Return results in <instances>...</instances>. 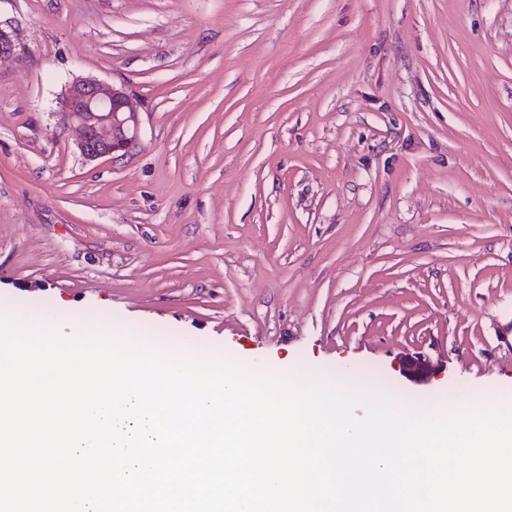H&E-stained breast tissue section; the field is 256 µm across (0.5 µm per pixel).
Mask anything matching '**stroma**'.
<instances>
[{"label":"stroma","instance_id":"1","mask_svg":"<svg viewBox=\"0 0 512 512\" xmlns=\"http://www.w3.org/2000/svg\"><path fill=\"white\" fill-rule=\"evenodd\" d=\"M0 308L512 405V0H0ZM125 84L139 148L56 112ZM64 124L76 129L86 161L122 160L139 147V115L126 88L96 77L69 83L57 101Z\"/></svg>","mask_w":512,"mask_h":512}]
</instances>
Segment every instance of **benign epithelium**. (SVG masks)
Segmentation results:
<instances>
[{
    "mask_svg": "<svg viewBox=\"0 0 512 512\" xmlns=\"http://www.w3.org/2000/svg\"><path fill=\"white\" fill-rule=\"evenodd\" d=\"M64 124L78 133L77 148L87 161L122 160L139 147V115L122 85L96 77L69 83L57 101Z\"/></svg>",
    "mask_w": 512,
    "mask_h": 512,
    "instance_id": "benign-epithelium-1",
    "label": "benign epithelium"
}]
</instances>
